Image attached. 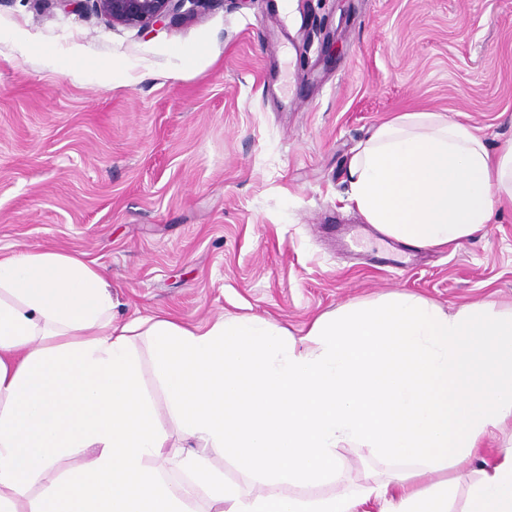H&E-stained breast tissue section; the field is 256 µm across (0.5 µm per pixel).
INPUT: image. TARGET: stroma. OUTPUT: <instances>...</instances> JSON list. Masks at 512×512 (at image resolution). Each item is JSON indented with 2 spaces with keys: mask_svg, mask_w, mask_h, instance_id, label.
Returning <instances> with one entry per match:
<instances>
[{
  "mask_svg": "<svg viewBox=\"0 0 512 512\" xmlns=\"http://www.w3.org/2000/svg\"><path fill=\"white\" fill-rule=\"evenodd\" d=\"M121 78L103 84L89 67ZM401 112L512 145V0H209L153 31L0 0V257L92 261L117 321L254 316L301 334L392 292L512 308V207L443 248L346 205L347 164ZM512 422L449 469L468 485ZM334 489L386 464L346 445Z\"/></svg>",
  "mask_w": 512,
  "mask_h": 512,
  "instance_id": "1",
  "label": "stroma"
}]
</instances>
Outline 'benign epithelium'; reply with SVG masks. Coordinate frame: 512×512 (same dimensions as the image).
I'll list each match as a JSON object with an SVG mask.
<instances>
[{
    "label": "benign epithelium",
    "mask_w": 512,
    "mask_h": 512,
    "mask_svg": "<svg viewBox=\"0 0 512 512\" xmlns=\"http://www.w3.org/2000/svg\"><path fill=\"white\" fill-rule=\"evenodd\" d=\"M67 12L94 7L114 24L154 30L171 13L192 14L207 0H56Z\"/></svg>",
    "instance_id": "benign-epithelium-1"
}]
</instances>
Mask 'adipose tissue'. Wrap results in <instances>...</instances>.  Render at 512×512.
Instances as JSON below:
<instances>
[{
    "instance_id": "adipose-tissue-1",
    "label": "adipose tissue",
    "mask_w": 512,
    "mask_h": 512,
    "mask_svg": "<svg viewBox=\"0 0 512 512\" xmlns=\"http://www.w3.org/2000/svg\"><path fill=\"white\" fill-rule=\"evenodd\" d=\"M349 202L417 248L465 240L512 198V148L492 154L465 125L405 112L348 164ZM146 340L164 400L141 386ZM176 419L171 448L158 408ZM512 418V311L453 312L401 292L349 303L304 335L260 318L206 326L112 317V285L91 262L28 249L0 257V512H453L443 478ZM397 463L355 492L336 450ZM84 466L62 462L86 449ZM260 483L226 482L209 451ZM184 475L168 477L167 468ZM428 472L440 478L421 484ZM462 512H512V448L485 463Z\"/></svg>"
}]
</instances>
